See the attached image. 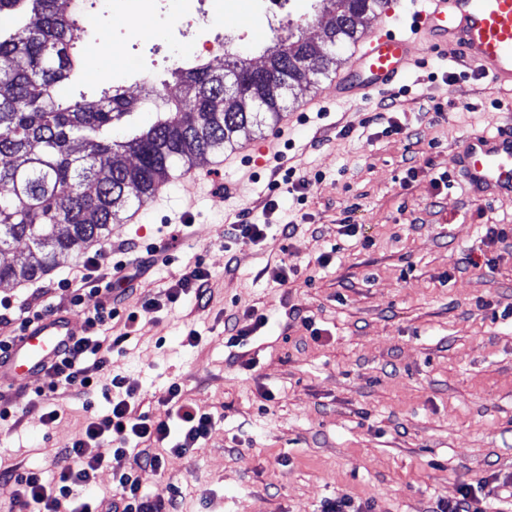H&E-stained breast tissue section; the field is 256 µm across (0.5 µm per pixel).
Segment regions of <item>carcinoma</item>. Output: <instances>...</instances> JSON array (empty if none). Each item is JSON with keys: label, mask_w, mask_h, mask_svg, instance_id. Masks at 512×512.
I'll return each mask as SVG.
<instances>
[{"label": "carcinoma", "mask_w": 512, "mask_h": 512, "mask_svg": "<svg viewBox=\"0 0 512 512\" xmlns=\"http://www.w3.org/2000/svg\"><path fill=\"white\" fill-rule=\"evenodd\" d=\"M69 0H0V283L35 281L62 262L108 239L131 206L196 160L231 147L276 121L289 89L311 84L336 66V54L302 37L276 39L265 49L264 75L238 90L225 71L251 75L250 60L233 56L224 68L206 63L171 71L182 87L154 101L147 129L130 122L137 101L109 87L92 102L66 95L82 70L74 48ZM383 0H311L310 10L332 15L328 37L352 42L363 17ZM127 123L124 140L112 126ZM27 243L26 255L14 243Z\"/></svg>", "instance_id": "1"}]
</instances>
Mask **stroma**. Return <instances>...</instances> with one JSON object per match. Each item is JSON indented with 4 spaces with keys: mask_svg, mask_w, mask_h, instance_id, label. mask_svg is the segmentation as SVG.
<instances>
[{
    "mask_svg": "<svg viewBox=\"0 0 512 512\" xmlns=\"http://www.w3.org/2000/svg\"><path fill=\"white\" fill-rule=\"evenodd\" d=\"M253 0H210L216 26L241 32L227 49L263 64L268 24L320 38L327 14L306 0H276L270 22ZM324 100L304 110L310 96ZM395 102L374 120L386 97ZM512 119V90L477 77L462 60L422 51L390 93L339 104L322 78L295 89L281 118L226 151L224 170L200 182L172 179L137 222L116 224L115 259L137 263L147 244L173 242L167 264L134 281L123 304L163 294L194 267L210 274V301L186 298L143 317L112 353V372L137 390L136 412L162 414L169 385L213 413L199 448L169 452L146 493L179 512H322L330 500L354 512H438L471 487L470 512H512V196L477 203L462 190L455 150L473 131ZM287 140L284 167L299 189L269 190V160L255 145ZM236 185L225 195L227 185ZM275 200L273 214L263 212ZM249 221L298 226L258 244L228 228ZM507 235H488L490 225ZM330 256L319 264V256ZM286 284L274 280L281 265ZM72 264L36 281L0 286V299L58 302ZM267 323L242 345L225 322ZM196 330L198 342L187 333ZM0 381L15 419L0 424V472L52 475L54 454L82 431L91 405L69 389L47 422L35 392Z\"/></svg>",
    "mask_w": 512,
    "mask_h": 512,
    "instance_id": "1",
    "label": "stroma"
}]
</instances>
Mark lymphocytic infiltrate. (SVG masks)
Here are the masks:
<instances>
[{
    "label": "lymphocytic infiltrate",
    "instance_id": "1",
    "mask_svg": "<svg viewBox=\"0 0 512 512\" xmlns=\"http://www.w3.org/2000/svg\"><path fill=\"white\" fill-rule=\"evenodd\" d=\"M146 270L143 264L133 267L127 261L113 260L112 248L107 245L88 258L70 280L64 281L63 288L69 293L66 302L18 309L0 303V326L13 327L15 333L65 309L82 313V334L71 337L64 351L47 368L53 378L52 386L74 389L87 402L104 387L116 392L111 409L89 417L70 446L55 454L52 477L31 469L9 470L7 482L12 486L17 512H177L176 502L155 501L145 494L143 477L162 469L164 445L173 444L178 451L195 448L210 435L215 418L184 399L175 383L169 386L163 400L164 415L135 414V388L124 378L108 373L118 342L108 337L106 331L119 318L125 328L134 329L142 314L159 311L166 302L174 304L187 296L203 302L208 295L209 276L204 269L194 268L166 288L163 298H144L137 311L122 308L117 297L98 302L91 309L83 306L85 295L99 294L116 279L132 282ZM106 436L119 442L115 455L132 456L135 467L120 473L115 493L99 496L93 487L103 459L95 454L94 448Z\"/></svg>",
    "mask_w": 512,
    "mask_h": 512
}]
</instances>
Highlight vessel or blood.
Wrapping results in <instances>:
<instances>
[{"label":"vessel or blood","instance_id":"obj_1","mask_svg":"<svg viewBox=\"0 0 512 512\" xmlns=\"http://www.w3.org/2000/svg\"><path fill=\"white\" fill-rule=\"evenodd\" d=\"M408 29L393 23L394 6L382 5L374 25L353 44L347 66L333 84L337 100L367 99L404 78L419 46L460 52L474 72L493 84L512 89V0H416ZM463 189L474 199L512 195V128L494 134L471 133L457 152ZM73 314L58 313L27 327L0 373L16 388L42 372L73 335Z\"/></svg>","mask_w":512,"mask_h":512}]
</instances>
